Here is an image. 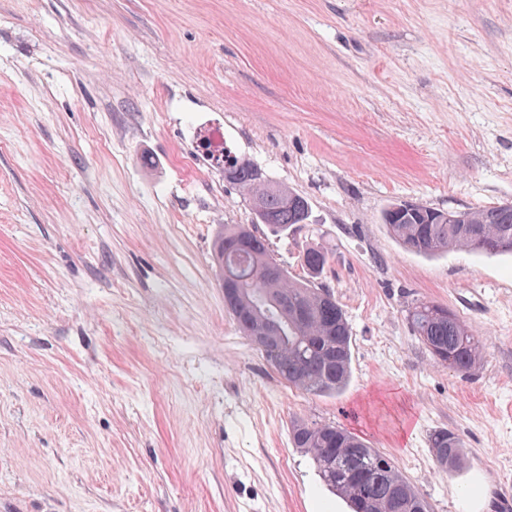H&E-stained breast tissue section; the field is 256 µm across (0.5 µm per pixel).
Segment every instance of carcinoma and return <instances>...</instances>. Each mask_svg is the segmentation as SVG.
Here are the masks:
<instances>
[{"label": "carcinoma", "mask_w": 512, "mask_h": 512, "mask_svg": "<svg viewBox=\"0 0 512 512\" xmlns=\"http://www.w3.org/2000/svg\"><path fill=\"white\" fill-rule=\"evenodd\" d=\"M229 168L226 181L261 207V225L277 235L309 223L307 199L271 180L266 173L228 148L211 156ZM453 211L419 206L397 210L389 204L382 223L407 251L433 256L454 249L485 255H512V203L466 210V223L454 224ZM257 225L227 224L214 244L215 271L230 270L235 281L224 295V307L246 337L262 335L265 355L275 373L296 390L335 396L351 374L352 334L335 297H326L313 282L329 265L332 252L311 246L303 254L309 279L295 281L271 256L267 236ZM416 336L434 361L459 376L470 375L483 361L485 345L468 324L447 306L419 301L408 309ZM294 447L312 461L326 487L350 512H429L427 502L392 465L378 461L388 455L347 430L330 423L296 419L289 427ZM437 463L453 472L462 464V441L442 428L429 436Z\"/></svg>", "instance_id": "cac0c4a2"}]
</instances>
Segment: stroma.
<instances>
[{
	"label": "stroma",
	"instance_id": "35a3bbf8",
	"mask_svg": "<svg viewBox=\"0 0 512 512\" xmlns=\"http://www.w3.org/2000/svg\"><path fill=\"white\" fill-rule=\"evenodd\" d=\"M215 131L308 199L269 240L289 276L334 253L340 395L289 388L224 307L213 242L255 216ZM401 201L512 202V0H0V512H348L296 418L371 442L430 512H512V256L405 251ZM417 301L482 336L472 375ZM332 258V252L323 246H311L303 254V265L309 278H316V272L325 270ZM408 319L437 364L464 377L483 361L485 345L482 339L447 306L419 301L409 308ZM429 447L437 463L449 472L458 469L462 464V441L452 431L442 428L429 436Z\"/></svg>",
	"mask_w": 512,
	"mask_h": 512
}]
</instances>
